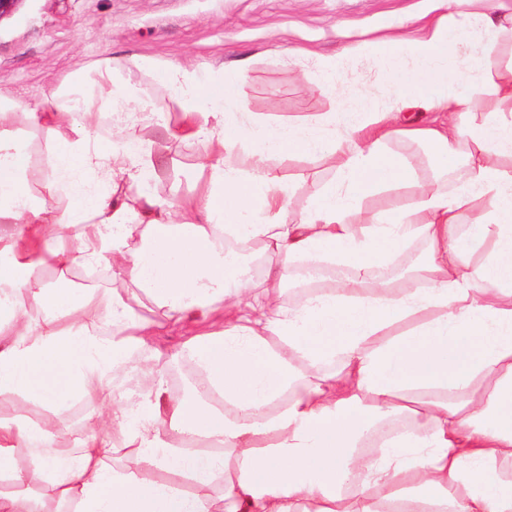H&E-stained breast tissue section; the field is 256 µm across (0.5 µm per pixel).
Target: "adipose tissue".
I'll use <instances>...</instances> for the list:
<instances>
[{
	"label": "adipose tissue",
	"instance_id": "obj_1",
	"mask_svg": "<svg viewBox=\"0 0 512 512\" xmlns=\"http://www.w3.org/2000/svg\"><path fill=\"white\" fill-rule=\"evenodd\" d=\"M447 4L455 18L425 38L370 44L375 84L296 123L242 111L244 70L141 60L206 153L183 197L153 192L164 163L141 132L156 114L113 66L74 73L59 100L30 109L0 97V121L23 110L46 131L40 165L0 128V394L18 402L0 416V512H512V61L500 55L512 12ZM346 58L313 57L317 89L358 81ZM478 94L492 105L474 114ZM413 102L438 124L405 125ZM102 112L114 115L107 138ZM396 141L424 143L448 168L465 145L466 171L451 191L420 185ZM318 155L336 159L335 174L290 218L277 164ZM402 186L417 187L410 202L361 221L365 200ZM473 209L479 221L463 229ZM254 240L266 252L259 285L235 252ZM419 240L412 277L375 280V265ZM76 263L126 276L159 319L122 293L73 288ZM299 263L339 269L336 286L278 303L272 288ZM47 265L54 281L40 276ZM216 311L185 350L220 406L171 397L155 337ZM117 378L147 391L107 398ZM76 401L101 410L64 450ZM31 405L51 418L32 420ZM404 413L410 427L365 449L379 419ZM175 435L220 451H178ZM121 449L136 469L107 466ZM181 476L194 491L174 485Z\"/></svg>",
	"mask_w": 512,
	"mask_h": 512
}]
</instances>
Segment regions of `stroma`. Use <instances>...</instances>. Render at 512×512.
<instances>
[{
  "mask_svg": "<svg viewBox=\"0 0 512 512\" xmlns=\"http://www.w3.org/2000/svg\"><path fill=\"white\" fill-rule=\"evenodd\" d=\"M432 0H21L0 19V94L34 106L53 96L68 75L113 64L131 70L138 95L164 124L146 129L169 162L156 190L165 197L191 191L206 157L200 145L174 136L183 125L174 93L157 74L133 69L135 59L157 64L180 60L209 70L246 69L245 111L272 121H298L336 107L333 93L303 78L308 52L345 50L348 64L370 76L364 45L381 22L410 37L426 36L440 18ZM420 183L451 188L455 173L437 170L419 144L396 142ZM279 170L301 210L318 186L334 175L333 160L293 158Z\"/></svg>",
  "mask_w": 512,
  "mask_h": 512,
  "instance_id": "1",
  "label": "stroma"
}]
</instances>
